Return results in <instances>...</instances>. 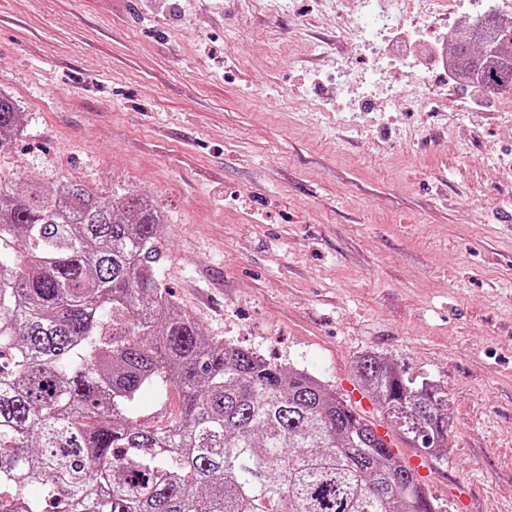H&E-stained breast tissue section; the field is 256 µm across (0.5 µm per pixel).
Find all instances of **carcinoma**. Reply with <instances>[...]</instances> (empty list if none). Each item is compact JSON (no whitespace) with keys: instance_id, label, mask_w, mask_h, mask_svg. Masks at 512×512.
I'll return each mask as SVG.
<instances>
[{"instance_id":"carcinoma-1","label":"carcinoma","mask_w":512,"mask_h":512,"mask_svg":"<svg viewBox=\"0 0 512 512\" xmlns=\"http://www.w3.org/2000/svg\"><path fill=\"white\" fill-rule=\"evenodd\" d=\"M448 45L512 93V20ZM21 126L0 92V151ZM165 223L144 194L0 180V512H443L332 386L204 335L160 276ZM353 373L399 441L443 460L448 388L376 352ZM172 389L166 425L136 423Z\"/></svg>"}]
</instances>
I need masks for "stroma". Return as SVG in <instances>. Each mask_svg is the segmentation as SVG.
I'll return each mask as SVG.
<instances>
[{
  "label": "stroma",
  "mask_w": 512,
  "mask_h": 512,
  "mask_svg": "<svg viewBox=\"0 0 512 512\" xmlns=\"http://www.w3.org/2000/svg\"><path fill=\"white\" fill-rule=\"evenodd\" d=\"M352 0H0V173L137 191L205 335L333 389L376 352L447 387L445 512H512V94L389 70L363 94ZM469 96L473 106L457 111ZM22 115L14 100L0 92V151L10 142L12 135L21 130Z\"/></svg>",
  "instance_id": "stroma-1"
}]
</instances>
